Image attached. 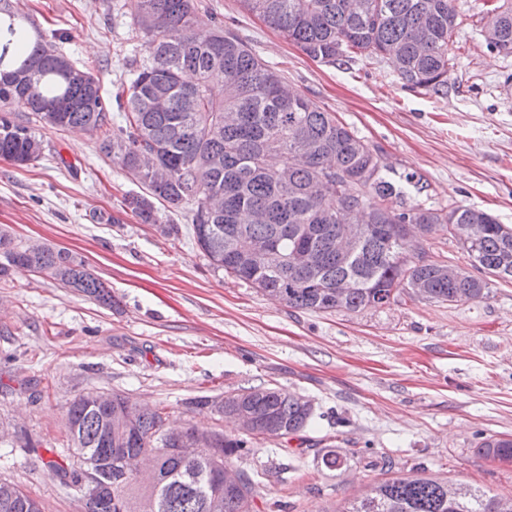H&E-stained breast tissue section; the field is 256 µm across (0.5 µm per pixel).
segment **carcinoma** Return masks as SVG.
Returning a JSON list of instances; mask_svg holds the SVG:
<instances>
[{"instance_id":"cac0c4a2","label":"carcinoma","mask_w":512,"mask_h":512,"mask_svg":"<svg viewBox=\"0 0 512 512\" xmlns=\"http://www.w3.org/2000/svg\"><path fill=\"white\" fill-rule=\"evenodd\" d=\"M248 13L279 30L314 60L360 56L387 63L407 89L448 90L449 45L457 26L455 0H239ZM482 19L498 36L493 52L512 54V0H486ZM195 0H131L130 17L145 38L143 58L129 61L132 78L112 123L95 75L58 52L29 15L0 0V158L22 168L45 146L32 126L87 128L101 133L100 150L146 186L124 205L165 235L178 232L167 211L191 214L196 244L217 271L288 305L319 313L383 308L406 293L426 301L463 303L489 293L492 279L512 280V226L469 206L450 209L407 203L412 174L393 177L379 151L336 116L288 87L234 34L195 23ZM29 112L21 121L15 109ZM326 171L342 173L327 193L314 190ZM454 231H448V225ZM448 231L483 278L442 275L439 261L413 263L405 237ZM297 249L308 269L277 271L278 255ZM24 267L104 304L112 295L82 260L42 244L19 246L0 230V277ZM199 411L239 422L245 436L216 434L215 448H195L200 430L185 429L183 449L157 453L164 409L128 422L131 400L112 394L98 405L80 394L68 405L66 435L79 466L47 462L77 486L89 470L103 493L86 512H257L261 482L230 460L257 439L288 441L313 409L277 387L203 396ZM486 457L512 464V437L480 443ZM155 456L161 480L143 484L120 468L126 456ZM0 512H41L25 492ZM342 512H512V497L423 475L368 486Z\"/></svg>"}]
</instances>
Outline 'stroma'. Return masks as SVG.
<instances>
[{
    "label": "stroma",
    "mask_w": 512,
    "mask_h": 512,
    "mask_svg": "<svg viewBox=\"0 0 512 512\" xmlns=\"http://www.w3.org/2000/svg\"><path fill=\"white\" fill-rule=\"evenodd\" d=\"M116 0H13L58 50L93 72L115 99L124 60L145 43ZM445 93L402 89L385 63L329 64L303 54L239 0H200L201 27L223 21L288 85L348 125L385 163L414 173L411 202L466 205L512 225V55L486 48L483 0H457ZM47 151L19 168L0 159V228L22 244L81 255L111 291L105 307L52 279L14 267L0 278V481L42 512H85L78 487L47 462L71 457L70 401L122 392L163 406L171 427L233 434L193 411L201 396L252 386L298 393L314 409L301 436L254 443L233 465L261 472L260 512H342L371 483L422 472L490 495L512 496V465L479 451L512 436V281L457 304L402 298L356 313L288 306L209 266L183 216L162 235L125 210L143 193L99 150V134L42 131ZM344 454L327 469L325 451ZM389 455L391 468L378 466Z\"/></svg>",
    "instance_id": "stroma-1"
}]
</instances>
